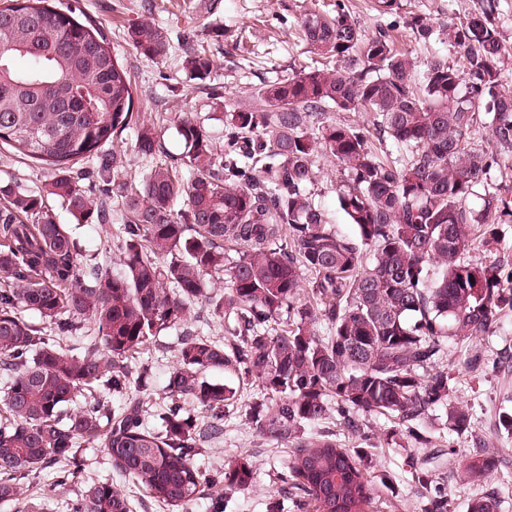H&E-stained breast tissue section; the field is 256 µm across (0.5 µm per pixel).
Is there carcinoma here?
I'll use <instances>...</instances> for the list:
<instances>
[{
	"label": "carcinoma",
	"mask_w": 512,
	"mask_h": 512,
	"mask_svg": "<svg viewBox=\"0 0 512 512\" xmlns=\"http://www.w3.org/2000/svg\"><path fill=\"white\" fill-rule=\"evenodd\" d=\"M11 2L0 0V143L52 175L39 192L0 182V371L7 375L0 504L42 512L23 497L25 480L56 465L55 487L69 490L84 465L78 448L97 442L110 465L159 506L189 512L207 492L210 512H224V490L254 482L250 456H234L214 474L195 457L224 435V406L237 395L205 374L228 371L260 382L269 395L271 406L258 405L249 421L264 440L290 448L280 481L300 512H367V449L304 430L334 418L365 441L360 416L374 414L394 419L386 443L402 436L411 448L432 449L411 459V482L421 512H450L442 469L452 449L438 447L427 420L442 410L443 430L457 435L474 422L453 401L451 377L437 363L448 336H488L512 311V287H503L512 267L465 257L474 227L483 245L494 246L501 218L512 217V200L490 193L480 209L466 207L512 153L498 0L436 26L412 16L415 38L436 35L464 61L455 67L434 58L421 71L394 47L388 28L366 32L343 0L332 14L305 15L299 31L319 64L263 85L228 113L222 149L200 123L171 118L182 154L155 162L134 185L119 181L122 158L102 153L132 122L133 87L101 29L50 0H27V15ZM127 37L147 59L166 51V34L148 23L131 26ZM19 57L31 64L17 67ZM186 61L198 76L213 66L202 42ZM330 107L366 112L372 128L323 120ZM481 128L496 150L473 143ZM374 137L408 158H380ZM134 148L144 157L162 152L158 126H137ZM317 152L349 178L338 203L352 236L338 233L312 201ZM90 158L109 184L97 201L75 169ZM114 184L127 223L118 236L121 271L109 274L84 261L46 198L79 223L106 224ZM178 200L182 211L174 209ZM226 242L239 246L230 263ZM198 304L233 321L222 341L183 335L165 385L168 404L150 428L151 365L133 360L151 340L184 326ZM319 323L328 334H318ZM79 394L83 404L70 409ZM114 396L123 404L113 406ZM186 400L202 416L186 410ZM503 464L492 449L476 448L456 480L487 483ZM65 507L131 512L108 479L85 485ZM467 512H501V503L489 491L471 499Z\"/></svg>",
	"instance_id": "1"
}]
</instances>
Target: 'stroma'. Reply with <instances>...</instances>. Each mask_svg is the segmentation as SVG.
Here are the masks:
<instances>
[{"instance_id":"obj_1","label":"stroma","mask_w":512,"mask_h":512,"mask_svg":"<svg viewBox=\"0 0 512 512\" xmlns=\"http://www.w3.org/2000/svg\"><path fill=\"white\" fill-rule=\"evenodd\" d=\"M82 21L99 26L110 41L113 55L132 76L133 112L136 120L151 121L156 115L188 112L210 131L216 145L224 143V121L227 112L248 101L264 82L287 76L291 70L311 64L313 55L298 39L295 27L304 14L332 11L336 0H60ZM399 24L392 36L399 48L411 51L418 63L441 56L454 65L462 59L447 43L416 40L409 20L416 13L425 14L433 22H446L477 10L480 0H400ZM147 22L163 31L167 38L164 55L149 60L140 55L127 39L130 26ZM224 28V40L212 45L214 66L202 79L186 68L185 41L205 39L209 25ZM318 178L310 187L312 199L324 212L329 223L346 235L354 229L339 209L337 194L341 177L324 156H316ZM50 178L44 165L31 162L13 148L0 146V180H14L29 190H40ZM49 208L59 223L70 225L74 238L84 253L96 257L109 272H119L117 252L105 251L104 245L116 242L125 215L120 203L112 205V221L108 224H75L71 214L56 200ZM181 341L179 332L159 336L149 343L143 357L152 363L148 383L153 392H161L176 359ZM512 352V312L499 321L493 336L474 341L449 340L448 354L440 362L455 379L456 402L468 405L474 426L471 434L447 435L452 449L445 461L442 477L448 485L452 512H467L470 499L494 487L501 500V512H512V433L498 430L495 424L499 409H512V373L488 369L472 371L468 357L482 354L492 359ZM208 380L236 387L235 402L224 409V436L202 449L196 464L203 471L223 469L226 460L239 454L249 455L256 468V481L246 490L227 492L225 512H267L269 502L283 499L278 474L288 458L283 445L267 444L259 439L247 419L251 407L265 402L258 383H239L228 372H211ZM370 436L371 472L387 473L394 480V490L373 482L370 512H420L418 498L410 483L405 464L407 452L398 445L386 444L384 435L392 421L382 416L365 417ZM498 450L505 466L489 485L458 484L455 471L478 445ZM85 482L111 479L133 501V512H161L132 482L111 470L103 448L83 446Z\"/></svg>"}]
</instances>
